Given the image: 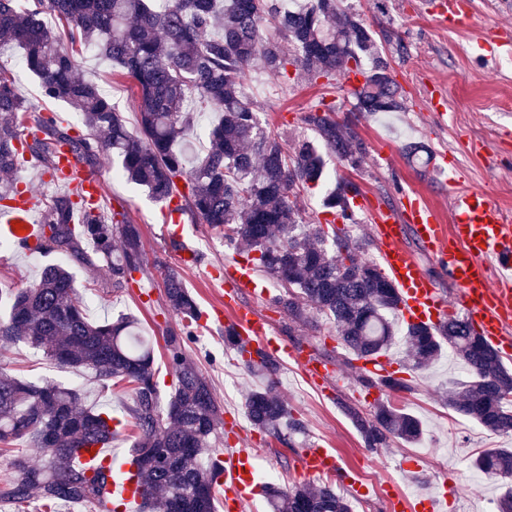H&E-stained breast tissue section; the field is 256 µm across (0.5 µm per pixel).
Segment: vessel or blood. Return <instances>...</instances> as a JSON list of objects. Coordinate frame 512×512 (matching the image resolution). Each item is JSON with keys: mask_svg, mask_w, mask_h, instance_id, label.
Instances as JSON below:
<instances>
[{"mask_svg": "<svg viewBox=\"0 0 512 512\" xmlns=\"http://www.w3.org/2000/svg\"><path fill=\"white\" fill-rule=\"evenodd\" d=\"M438 27L448 30L473 26L475 17L471 0H438L435 9ZM63 174L79 172L75 186L91 199L102 195L100 178L80 170L77 159L68 151L58 155ZM433 170L438 185L448 194L447 221H440L425 199L403 195L397 208H388L367 200H356L357 208L368 211L373 224L377 255L384 272L399 292L398 314L407 324L439 327L447 323L453 311L425 274L419 261L402 244L405 229H412L430 258L443 268L459 292L467 321L502 355L512 354V219L507 218L485 192L463 185L458 164L448 151L437 153ZM37 196L28 192L0 211V240L16 245L34 246L42 237L43 227L35 219ZM224 306L203 312V321L223 322L251 344L260 345L275 359L288 358L317 381L331 380V363L312 354L289 349L287 343L268 334L266 323L254 306L242 301L245 292L258 293L260 283L253 268L243 262L224 267ZM224 472V512H245L247 503L260 491L254 479L252 452L240 446L226 447L222 455ZM299 472L306 479L333 474L345 485L354 486L358 495H366L364 485L354 484L336 456L322 448H305L299 455ZM113 497L125 504L141 502L143 492L134 477L113 483ZM390 504L402 512H444L446 503L436 497L418 501L392 494Z\"/></svg>", "mask_w": 512, "mask_h": 512, "instance_id": "obj_1", "label": "vessel or blood"}]
</instances>
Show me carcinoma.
<instances>
[{
  "mask_svg": "<svg viewBox=\"0 0 512 512\" xmlns=\"http://www.w3.org/2000/svg\"><path fill=\"white\" fill-rule=\"evenodd\" d=\"M58 21L54 27L46 18ZM269 23L275 35H263ZM90 47L107 60L113 74L132 81L136 130H130L109 97L78 73L74 46ZM39 79L44 98L62 101L80 117L89 137L57 114L34 115L10 70L1 62L14 51ZM283 81H340L351 74L363 82L351 89L353 111L405 109L388 59L374 32L345 0H0V208L16 198L9 176L31 155L44 171H54L56 153L66 148L93 168L100 154L120 162L116 173L163 202L176 195L180 214L208 226L212 237L262 271L282 293L274 302L293 323L311 325L326 316L345 348L342 365L357 371V384L377 388L355 365L377 364L396 341L405 344L411 370L432 366L448 352L461 360L468 380L442 391L448 408L488 431L512 434V372L498 352L464 318L435 330L424 325L398 328L396 289L378 265L364 257L367 241L353 238L335 221L305 223L295 206L299 192L319 186L324 153L352 170L361 167L368 147L349 117L333 105L304 116L316 139L299 138L291 153L261 126L255 102L245 91L253 68ZM198 98L201 110L217 113L209 144L189 156L181 145L196 112L185 108ZM359 186L344 178L323 200L324 212L349 224L348 204ZM83 212V223L75 216ZM43 236L35 247L45 255L65 254L79 264L104 263L113 291L136 282L145 268L140 230L130 213L108 219L73 193H55L42 210ZM167 307L180 318L166 331L171 384L154 369L151 342L138 322L120 315L93 322L85 312L72 268L46 265L38 278L17 288H1L0 347L22 343L49 361L91 371L102 387L126 384L130 404L114 415L84 404L79 391L49 380L29 382L0 368V452L12 459L0 482V502L31 501L98 506L112 482L124 478L129 463L144 487L148 512H215L221 474L216 457L199 464L223 423V410L210 381L188 355L186 343L200 332V307L172 268L157 264ZM239 364L258 385L247 395L248 420L260 432L288 444L303 432L277 387L278 363L237 336L224 337ZM412 381L390 373L373 410L346 401L343 413L366 447L386 448L401 440L418 444L422 421L392 403L388 392L411 393ZM130 433L127 455L106 465L78 464L81 447L105 446ZM27 439L43 451L34 462L14 442ZM474 471L512 478V448H493L476 457ZM271 512H352L333 486L298 483L268 487Z\"/></svg>",
  "mask_w": 512,
  "mask_h": 512,
  "instance_id": "obj_1",
  "label": "carcinoma"
}]
</instances>
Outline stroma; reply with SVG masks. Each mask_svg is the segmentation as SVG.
Wrapping results in <instances>:
<instances>
[{"instance_id":"obj_1","label":"stroma","mask_w":512,"mask_h":512,"mask_svg":"<svg viewBox=\"0 0 512 512\" xmlns=\"http://www.w3.org/2000/svg\"><path fill=\"white\" fill-rule=\"evenodd\" d=\"M352 3L388 57L405 109L360 115L358 131L369 146L363 167L354 171L336 158L327 157L329 183L347 177L359 186L363 198L375 203H393L400 192H414L440 214H447L448 199L435 184L431 163L425 157L411 159L405 154L408 144L417 143L432 152L443 148L451 151L464 182L476 189L496 185L495 200L503 211L512 213V167L507 164L512 158V0H473L475 25L466 31L439 29L430 11V0ZM499 33L508 46L499 52L497 79L488 81L478 59L489 39ZM399 42L406 46V53L396 52ZM78 61L80 74L97 83L128 126H135L133 83L110 78L108 62L93 52H80ZM438 86L446 93L441 115L427 106L429 93ZM246 87L260 108L263 126L283 139L309 136L303 117L311 110L333 104L344 113L350 107L346 89L323 79L315 84L284 83L256 69ZM94 172L104 184L102 210L108 213L124 208L130 212L140 229L147 263L153 266L161 262L177 269L202 309L223 306L224 290L209 270L231 262L233 252L212 240L206 225L188 222L183 241L197 250L201 260L194 266L179 265L163 229L159 203L142 188L115 177L110 155L100 156ZM48 262V256L36 252L2 250L0 283L19 286L32 281ZM74 273L80 289L90 293L88 318L101 321L125 314L137 319L154 342L156 368L167 373L163 335L166 329L178 326L179 319L166 305L159 273L151 269L138 284L119 293L113 292L110 272L104 264L78 266ZM263 285L266 296L252 297L251 302L272 333L324 359L343 355L331 324L323 319L313 327L291 323L271 302L276 293L272 281L264 280ZM188 353L213 384L224 420H235L240 439L252 444L258 484H266L273 472L285 482L298 480L297 456L301 448L315 444L333 453L357 481L368 487V497L352 501L353 512H389V497L397 490L410 499L446 491V512H495L503 485L494 479L471 485V461L486 449L512 446V440L486 431L444 405L442 386L467 375L458 362L444 359L426 371H405V378L413 381L416 390L395 395L394 400L422 420L424 439L418 445L394 441L372 452L339 407L340 401L346 400L365 411L371 408V396L358 386L355 371L339 370L337 378L316 386L306 380L296 363L281 364L278 388L293 415L305 425L304 432L287 445L250 425L244 404L253 380L233 362V350L224 345L223 326L211 325L191 344ZM0 366L23 380H53L82 390L88 403L115 413L122 412L129 400V392L123 387L100 389L89 373L58 368L23 344L1 352Z\"/></svg>"}]
</instances>
